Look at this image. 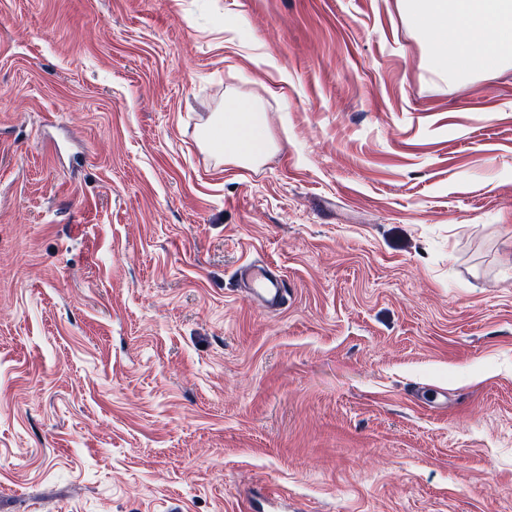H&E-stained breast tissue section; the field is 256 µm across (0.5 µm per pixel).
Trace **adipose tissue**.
Returning a JSON list of instances; mask_svg holds the SVG:
<instances>
[{"label":"adipose tissue","instance_id":"ef3b65f1","mask_svg":"<svg viewBox=\"0 0 512 512\" xmlns=\"http://www.w3.org/2000/svg\"><path fill=\"white\" fill-rule=\"evenodd\" d=\"M407 15L434 42L435 65L451 75L501 67L512 58V0H403ZM201 144L243 166L258 164L270 146L268 115L241 103L215 113Z\"/></svg>","mask_w":512,"mask_h":512}]
</instances>
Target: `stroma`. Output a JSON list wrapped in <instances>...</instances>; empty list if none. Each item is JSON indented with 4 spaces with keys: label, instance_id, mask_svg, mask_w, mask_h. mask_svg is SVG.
<instances>
[{
    "label": "stroma",
    "instance_id": "stroma-1",
    "mask_svg": "<svg viewBox=\"0 0 512 512\" xmlns=\"http://www.w3.org/2000/svg\"><path fill=\"white\" fill-rule=\"evenodd\" d=\"M432 51L401 0H0V512H512V67ZM239 100L255 166L200 143ZM250 294L259 301L266 310H279L286 299L280 281L276 278L268 266L256 263L247 264L243 268Z\"/></svg>",
    "mask_w": 512,
    "mask_h": 512
}]
</instances>
